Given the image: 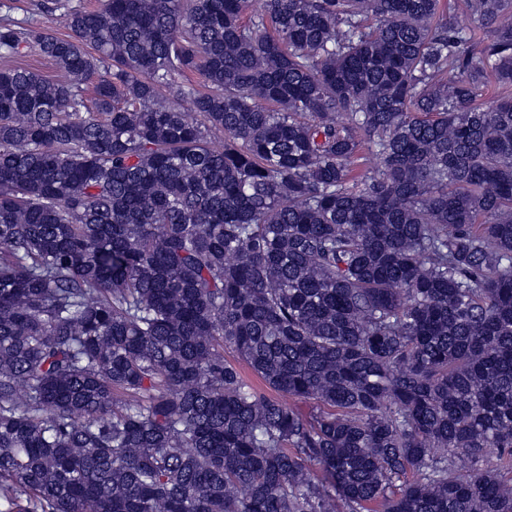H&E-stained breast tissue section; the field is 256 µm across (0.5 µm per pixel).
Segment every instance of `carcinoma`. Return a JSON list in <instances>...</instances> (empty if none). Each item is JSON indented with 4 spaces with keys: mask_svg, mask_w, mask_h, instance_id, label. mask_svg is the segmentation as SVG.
<instances>
[{
    "mask_svg": "<svg viewBox=\"0 0 512 512\" xmlns=\"http://www.w3.org/2000/svg\"><path fill=\"white\" fill-rule=\"evenodd\" d=\"M250 7L0 25V508L512 512V0Z\"/></svg>",
    "mask_w": 512,
    "mask_h": 512,
    "instance_id": "carcinoma-1",
    "label": "carcinoma"
}]
</instances>
